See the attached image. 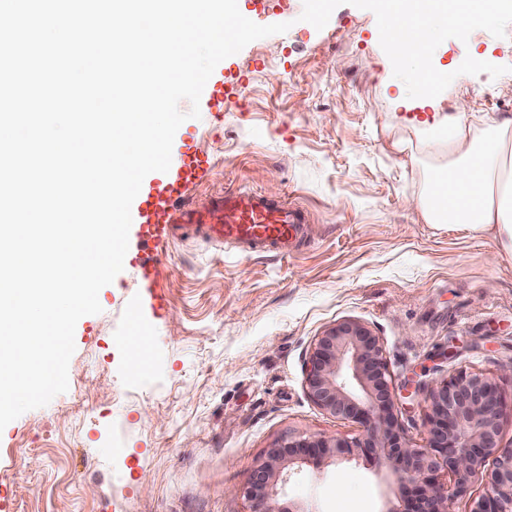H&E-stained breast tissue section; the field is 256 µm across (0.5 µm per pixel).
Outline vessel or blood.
Here are the masks:
<instances>
[{
  "mask_svg": "<svg viewBox=\"0 0 512 512\" xmlns=\"http://www.w3.org/2000/svg\"><path fill=\"white\" fill-rule=\"evenodd\" d=\"M208 162L186 148L154 192L141 199L138 222L145 243L161 248L181 230L193 229L210 241L248 249L295 248L307 215L302 209L257 192L229 190L216 196L210 214L190 209L185 199L202 180Z\"/></svg>",
  "mask_w": 512,
  "mask_h": 512,
  "instance_id": "vessel-or-blood-1",
  "label": "vessel or blood"
}]
</instances>
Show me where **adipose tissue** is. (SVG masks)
Returning a JSON list of instances; mask_svg holds the SVG:
<instances>
[{"instance_id":"obj_1","label":"adipose tissue","mask_w":512,"mask_h":512,"mask_svg":"<svg viewBox=\"0 0 512 512\" xmlns=\"http://www.w3.org/2000/svg\"><path fill=\"white\" fill-rule=\"evenodd\" d=\"M393 146L424 163L429 177L408 201L426 223L492 234L512 259V114L476 116L467 102L413 123Z\"/></svg>"}]
</instances>
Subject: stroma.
Segmentation results:
<instances>
[{
	"mask_svg": "<svg viewBox=\"0 0 512 512\" xmlns=\"http://www.w3.org/2000/svg\"><path fill=\"white\" fill-rule=\"evenodd\" d=\"M286 33L224 61L237 93L223 111L178 128L209 162L192 208L239 188L308 212L288 256L187 234L155 255L158 299L126 262L98 295L102 311L75 328L69 387L0 431V496L10 512H251L242 488L277 443L361 437L310 398L313 341L346 319L378 336L394 384L413 393L394 410L406 439L425 443L429 387L458 373L497 383L499 443L512 448V260L457 225L434 227L406 204L427 177L392 142L456 99L512 114V26L450 38L433 63L465 57L506 66L454 82L433 108L406 95L371 11L338 6L323 29L300 21L302 0H238ZM382 451L306 466L280 490L292 512H400Z\"/></svg>",
	"mask_w": 512,
	"mask_h": 512,
	"instance_id": "stroma-1",
	"label": "stroma"
}]
</instances>
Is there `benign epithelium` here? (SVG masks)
I'll list each match as a JSON object with an SVG mask.
<instances>
[{
    "label": "benign epithelium",
    "instance_id": "benign-epithelium-1",
    "mask_svg": "<svg viewBox=\"0 0 512 512\" xmlns=\"http://www.w3.org/2000/svg\"><path fill=\"white\" fill-rule=\"evenodd\" d=\"M306 383L318 406L361 425L365 434L354 441L298 437L270 449L243 488L252 512H287L277 505L278 484L295 467H317L355 448L386 449L382 463L403 479L402 512H451L453 498L489 463L486 492L472 512H512V448L498 441L502 394L492 380L462 372L435 382L421 447L402 435L380 340L364 324L344 320L317 337Z\"/></svg>",
    "mask_w": 512,
    "mask_h": 512
}]
</instances>
